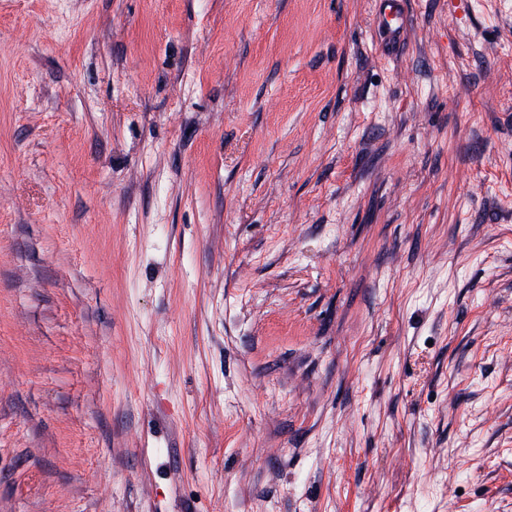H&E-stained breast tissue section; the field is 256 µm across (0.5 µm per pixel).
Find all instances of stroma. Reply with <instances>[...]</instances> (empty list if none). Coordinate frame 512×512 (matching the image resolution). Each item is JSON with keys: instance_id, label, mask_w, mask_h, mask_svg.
I'll return each instance as SVG.
<instances>
[{"instance_id": "35a3bbf8", "label": "stroma", "mask_w": 512, "mask_h": 512, "mask_svg": "<svg viewBox=\"0 0 512 512\" xmlns=\"http://www.w3.org/2000/svg\"><path fill=\"white\" fill-rule=\"evenodd\" d=\"M0 0V512H512V0ZM379 6V15L386 27L382 50L385 53H392L399 46L405 27L406 2L405 0H379Z\"/></svg>"}]
</instances>
